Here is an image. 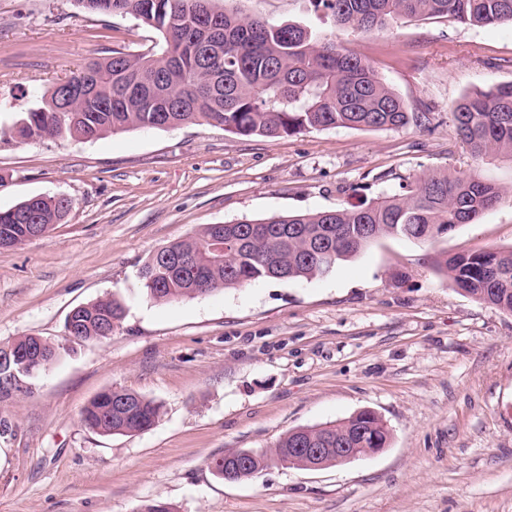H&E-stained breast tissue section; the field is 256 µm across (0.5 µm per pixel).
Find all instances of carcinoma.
Listing matches in <instances>:
<instances>
[{
  "label": "carcinoma",
  "instance_id": "carcinoma-1",
  "mask_svg": "<svg viewBox=\"0 0 512 512\" xmlns=\"http://www.w3.org/2000/svg\"><path fill=\"white\" fill-rule=\"evenodd\" d=\"M335 26L360 33L382 30L402 19L452 17L473 26H512V0H310ZM143 0H116L119 14L154 28L163 37L158 49L132 55L120 50L96 61L98 95L119 100L110 112H55L52 87L42 105L26 113L17 128L28 141L68 137L97 140L128 129L174 128L188 123L224 128L235 136L269 138L329 128L395 129L411 122L426 125L428 112H409L402 99L378 77L370 63L336 42L293 22L243 16L219 6V0H157L146 14ZM176 98L179 104L150 113L138 95ZM451 120L461 142L477 160L512 158V82L464 96ZM507 191L476 175L429 172L405 186V193L381 201L314 213L242 219L234 224H205L166 249L188 258L191 266L164 275L154 257L139 269L148 296L170 302L222 291L258 279L296 280L326 276L341 261L357 256L385 237L435 242L448 227L471 224L496 207ZM0 210V248L25 245L46 235L69 213L55 196H34ZM454 285L475 299L512 314V248L459 253L436 262ZM126 317L124 305L104 297L73 308L66 324L79 341L108 338ZM18 361L12 374L0 372V399L33 380L58 357L59 350L39 336L11 342ZM24 382L26 386L19 387ZM162 407L127 388H112L83 409L85 427L102 435H128L159 422ZM390 432L383 419L363 410L343 423L291 430L271 453L239 463L240 452L211 462L220 475L252 477L290 448H385Z\"/></svg>",
  "mask_w": 512,
  "mask_h": 512
}]
</instances>
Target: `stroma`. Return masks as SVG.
Instances as JSON below:
<instances>
[{"label": "stroma", "instance_id": "stroma-1", "mask_svg": "<svg viewBox=\"0 0 512 512\" xmlns=\"http://www.w3.org/2000/svg\"><path fill=\"white\" fill-rule=\"evenodd\" d=\"M226 8L335 35L428 126L232 136L207 124L132 129L93 142L0 141V210L34 195L72 209L47 236L0 249V344L61 348L33 393L0 400V512H512V314L456 289L440 255L512 247V202L429 244L391 237L311 280H257L168 303L138 271L205 224L333 210L401 194L440 169L512 188V161L474 160L450 110L512 82V27L401 19L337 29L310 0H226ZM158 32L75 0H0V125L34 107L32 89ZM112 296L122 326L66 338L80 304ZM161 404L134 435L81 422L99 393ZM369 409L390 430L379 454L310 470L272 464L227 481L210 466L235 448Z\"/></svg>", "mask_w": 512, "mask_h": 512}]
</instances>
